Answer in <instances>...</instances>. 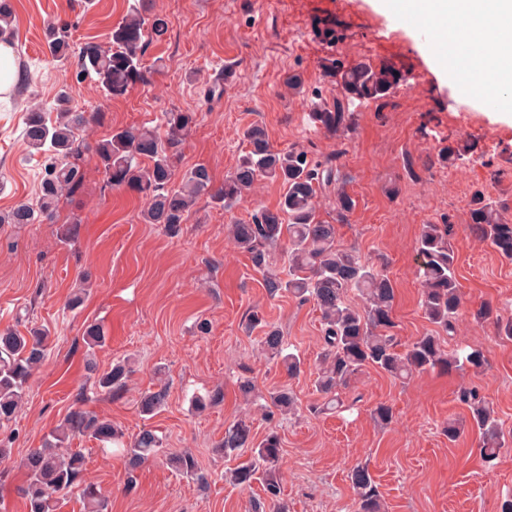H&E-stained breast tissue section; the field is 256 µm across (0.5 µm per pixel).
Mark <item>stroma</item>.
I'll list each match as a JSON object with an SVG mask.
<instances>
[{"label":"stroma","mask_w":512,"mask_h":512,"mask_svg":"<svg viewBox=\"0 0 512 512\" xmlns=\"http://www.w3.org/2000/svg\"><path fill=\"white\" fill-rule=\"evenodd\" d=\"M133 2L94 0L88 7L84 0H12L13 50L23 81L0 93V211L37 196L43 160L28 155L23 120L32 102L52 103L63 84L47 51V23L65 26L72 48L87 41L105 45ZM144 10L146 18L167 24L166 33L146 47V83L116 99L88 82L68 85L72 107L96 117L88 140L175 109L196 115L179 170L205 165L217 187L235 169L242 133L255 123L277 148L332 159L348 177L355 201L338 227V243L386 270L395 288L394 332L403 343L432 329L419 306L421 227L450 218L459 227L464 304L459 334L447 348H480L487 363L476 372L428 371L404 380L367 368L344 391V408L314 413L321 401L313 386L321 313L288 296L269 297L248 256L224 232L254 209L275 207L281 186L257 181L229 211L201 196L179 234L170 236L143 223V200L105 186L100 160L88 151L78 161L82 189L61 199L55 222L0 224V330L23 329L30 319L51 331L21 411L0 429V440L11 448L10 458L0 461V512H25L21 462L77 408L112 421L124 442L145 428L164 442L163 454L132 470L118 445L89 436L71 440L86 458L81 479L100 486L105 512H247L261 484L245 490L231 484L238 460L216 451L225 428L240 419L258 439L278 431L288 512H350V473L361 464L368 466L385 512H499L501 501L512 496V445L486 463L475 432L465 430L452 443L443 428L449 419L467 417L456 392L473 382L512 442V339L474 318L488 303L512 315V262L465 232L478 189L512 217V124L461 103L458 86L428 61L438 39L421 38L412 25L376 11L371 0H146ZM318 18L335 20V45L314 36ZM331 55L347 67L392 64L404 76L385 103L358 107L352 130L340 136L307 120L314 102L336 94L322 69ZM291 72L301 74L302 94L288 90ZM460 141L473 143L474 153L452 166H425L439 145ZM410 157L417 162L412 170ZM73 221L76 240L61 243V225ZM84 277L90 286L83 303L69 308L70 293ZM254 315L282 329L290 351L304 361L300 377L289 378L259 352L262 331L247 327ZM200 320L209 322V334L198 332ZM91 324L107 336L95 350L86 344ZM127 357L133 372L126 388L97 389L98 374ZM242 376L262 395L288 387L298 416L284 420L246 402L237 388ZM161 381L168 391L165 406L154 416L141 415L139 397ZM380 403L392 407V424L374 420ZM182 451L194 455L207 485L167 466V453Z\"/></svg>","instance_id":"stroma-1"}]
</instances>
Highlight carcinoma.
I'll return each instance as SVG.
<instances>
[{
	"mask_svg": "<svg viewBox=\"0 0 512 512\" xmlns=\"http://www.w3.org/2000/svg\"><path fill=\"white\" fill-rule=\"evenodd\" d=\"M13 21L9 0H0V42H14ZM147 36L143 8L134 3L112 29L111 45L85 43L76 64L70 61L71 47L65 29L54 24L48 26L47 48L63 71L73 69L76 81L94 83L105 96L114 98L146 81L142 57ZM323 70L325 77L336 84L338 93L332 102L314 105L308 119L313 126L332 135L351 129V107L355 103L384 100L402 81L400 70L391 64L346 68L331 57L326 59ZM46 109L43 103L32 106L23 130L29 150L45 158L37 198L32 203L1 211L0 224H41L51 219L59 199L79 189L83 175L74 160L91 148L102 164L105 184L145 198L148 205L142 213L144 222L159 224L170 234L179 232L199 197L207 195L214 203L231 210L243 200L255 180L264 177L283 188L278 207L256 210L250 221L228 225V233L235 246L248 254L269 295L288 294L302 303L312 301L321 311L324 351L315 390L325 396L328 407L344 406L339 391L367 367L394 378H405L416 371H477L484 366L485 358L479 349L461 357L444 348L445 337L451 338L457 332L463 300L454 244L457 225L445 220L422 225L417 239L420 306L434 330L403 347L393 334L391 279L357 252L336 245V224L346 223L355 202L331 160L315 159L302 149H276L265 129L254 124L243 132L246 150L235 170L214 191L211 173L205 165L198 164L183 173L177 171L182 146L195 123L193 112H163L155 127L118 129L91 147L83 132L94 116L70 106L67 84H62L54 99V121H49ZM470 150L468 145H448L439 148L433 160L443 166L453 165ZM329 190L335 192L334 224L320 220L316 214L318 196ZM467 230L501 258L512 261V220L504 218L498 202L480 190L472 198ZM284 240L288 241L285 274L275 268L273 255V249ZM351 293L358 294L361 304L349 302ZM491 318L499 335L512 338V317L503 319L489 305L476 313L479 321ZM262 328V351L281 362L288 375L300 374L303 362L299 355L287 351L282 331L272 324ZM49 337L50 330L42 326H32L24 334L13 329L0 331L1 426L12 421L21 408L32 372L45 359ZM127 374L126 365L118 362L98 376V386L109 393L118 390L125 386ZM166 398L167 389L163 386L145 394L140 412L154 413ZM269 399L282 414L295 410L294 397L286 389L270 392ZM456 399L467 408L484 459L493 461L506 445L494 411L480 388L473 384L459 387ZM77 435L119 442V432L112 422L81 409L71 411L51 432L44 446L32 449L22 462L27 475L22 489L27 512H56L53 494L66 489L77 490L91 512L105 509L106 499L98 486L78 482L84 456L68 448L70 439ZM162 447L163 442L154 431L144 429L123 452L128 465L136 468L157 456ZM221 448L226 455L248 449L252 460L232 472L233 484L249 487L255 480H262L265 500L277 506L276 512H288L281 500V438L276 431L267 432L257 441L251 426L238 421L224 430ZM168 464L183 476L203 479L190 454L171 455ZM350 480L356 492L353 512H383L378 488L367 468H354Z\"/></svg>",
	"mask_w": 512,
	"mask_h": 512,
	"instance_id": "1",
	"label": "carcinoma"
}]
</instances>
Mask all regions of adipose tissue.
<instances>
[{"label": "adipose tissue", "instance_id": "adipose-tissue-1", "mask_svg": "<svg viewBox=\"0 0 512 512\" xmlns=\"http://www.w3.org/2000/svg\"><path fill=\"white\" fill-rule=\"evenodd\" d=\"M385 13L405 9L433 20L448 44L447 78L472 87L512 89V0H378ZM470 51L459 52L461 41Z\"/></svg>", "mask_w": 512, "mask_h": 512}]
</instances>
